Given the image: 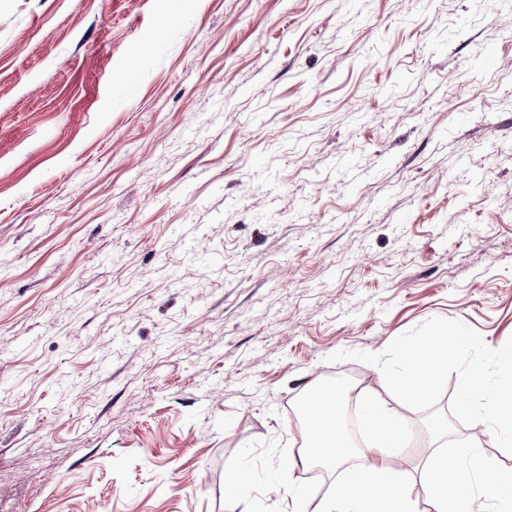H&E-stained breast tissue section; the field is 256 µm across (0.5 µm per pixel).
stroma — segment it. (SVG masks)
<instances>
[{"instance_id": "1", "label": "stroma", "mask_w": 512, "mask_h": 512, "mask_svg": "<svg viewBox=\"0 0 512 512\" xmlns=\"http://www.w3.org/2000/svg\"><path fill=\"white\" fill-rule=\"evenodd\" d=\"M434 317L512 337V0H0V512H305Z\"/></svg>"}]
</instances>
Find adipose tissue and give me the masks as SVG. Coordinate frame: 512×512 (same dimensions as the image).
I'll return each mask as SVG.
<instances>
[{"label":"adipose tissue","instance_id":"ef3b65f1","mask_svg":"<svg viewBox=\"0 0 512 512\" xmlns=\"http://www.w3.org/2000/svg\"><path fill=\"white\" fill-rule=\"evenodd\" d=\"M361 403L371 441L356 450L343 429V401L336 392L318 396L315 411L299 422L304 441L301 464L317 458L342 468L340 481L348 487L347 492L312 503L311 512H418L404 472L392 464L393 457L406 446L405 416L366 397ZM351 451L359 463L349 468L345 462Z\"/></svg>","mask_w":512,"mask_h":512}]
</instances>
